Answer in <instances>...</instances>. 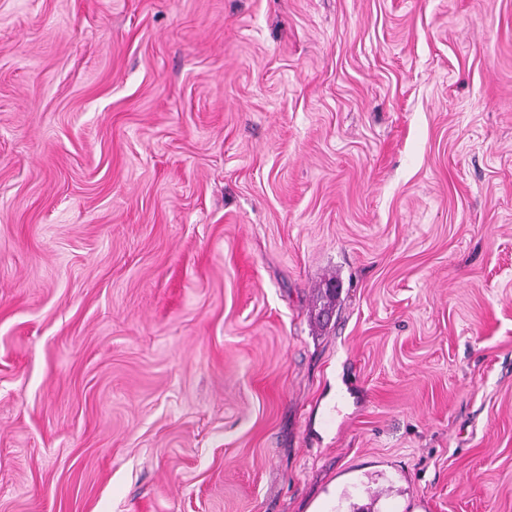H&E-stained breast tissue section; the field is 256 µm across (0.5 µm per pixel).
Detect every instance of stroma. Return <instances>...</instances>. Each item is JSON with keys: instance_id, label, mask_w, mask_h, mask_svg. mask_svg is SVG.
<instances>
[{"instance_id": "1", "label": "stroma", "mask_w": 512, "mask_h": 512, "mask_svg": "<svg viewBox=\"0 0 512 512\" xmlns=\"http://www.w3.org/2000/svg\"><path fill=\"white\" fill-rule=\"evenodd\" d=\"M365 504L512 512V0H0V512Z\"/></svg>"}]
</instances>
